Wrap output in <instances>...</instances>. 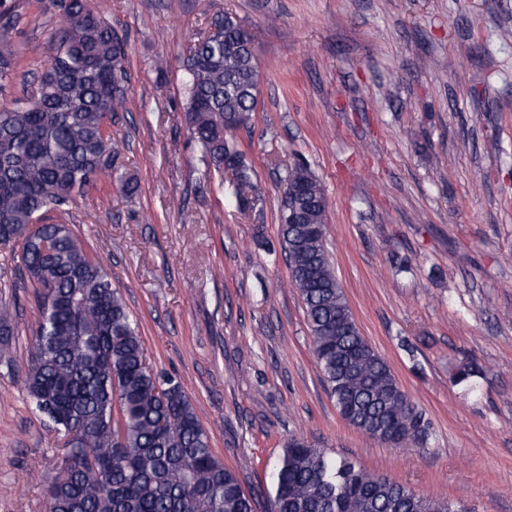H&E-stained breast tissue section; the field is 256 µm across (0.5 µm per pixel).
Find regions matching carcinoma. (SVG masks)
I'll use <instances>...</instances> for the list:
<instances>
[{
  "instance_id": "obj_1",
  "label": "carcinoma",
  "mask_w": 512,
  "mask_h": 512,
  "mask_svg": "<svg viewBox=\"0 0 512 512\" xmlns=\"http://www.w3.org/2000/svg\"><path fill=\"white\" fill-rule=\"evenodd\" d=\"M62 24L35 88L0 110V246L12 248L38 288L40 321L28 351L24 388L63 439L58 475L47 485L49 512H257L236 473L215 456L190 397L148 363L138 325L112 278L66 224L26 225L68 203L112 169L106 127L126 103V42L89 0H49ZM15 12L0 0V90L17 50ZM220 32L189 47L183 112L214 170L236 182V204L260 196L252 167L224 138V123L250 126L258 105L249 46L236 14L210 19ZM328 202L311 167L294 163L284 179L279 244L304 309L315 363L341 418L370 437L424 445L425 412L402 390L386 360L361 333L337 276L325 232ZM14 317L0 308V340ZM483 376L474 360L453 381ZM270 512H455L459 503L419 495L365 470L321 443L293 434L269 471Z\"/></svg>"
}]
</instances>
